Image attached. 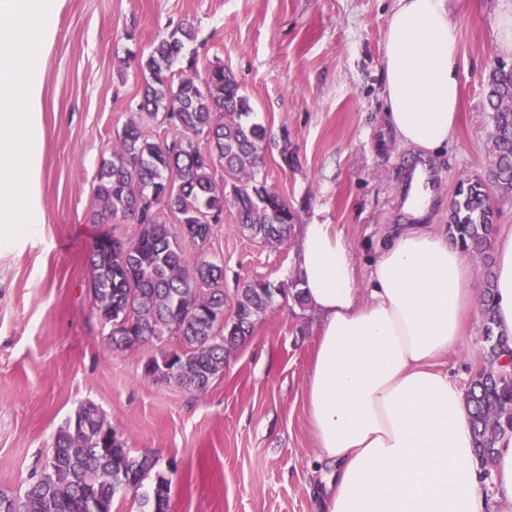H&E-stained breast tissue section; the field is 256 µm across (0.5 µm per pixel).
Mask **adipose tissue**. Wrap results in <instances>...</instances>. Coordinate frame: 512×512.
I'll list each match as a JSON object with an SVG mask.
<instances>
[{
	"instance_id": "adipose-tissue-1",
	"label": "adipose tissue",
	"mask_w": 512,
	"mask_h": 512,
	"mask_svg": "<svg viewBox=\"0 0 512 512\" xmlns=\"http://www.w3.org/2000/svg\"><path fill=\"white\" fill-rule=\"evenodd\" d=\"M460 0H394L384 54V102L395 140L423 157L459 118ZM297 275L320 317L307 399L329 472L322 512H512V435L497 445L494 498L474 464L459 382L438 361L479 309L473 269L432 224H396L360 281L332 224H307ZM499 331L512 336V234L495 255Z\"/></svg>"
}]
</instances>
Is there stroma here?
<instances>
[{
    "instance_id": "obj_1",
    "label": "stroma",
    "mask_w": 512,
    "mask_h": 512,
    "mask_svg": "<svg viewBox=\"0 0 512 512\" xmlns=\"http://www.w3.org/2000/svg\"><path fill=\"white\" fill-rule=\"evenodd\" d=\"M393 0H62L46 53L43 218L37 234L0 248V493L37 480L65 420L95 403L133 454L152 452L171 481L170 512H317L324 466L306 388L319 316L275 296L253 334L225 358L201 394L145 377L154 344L121 353L93 308L87 257L129 224L90 219L96 174L134 117L144 73L130 53L183 23L197 38V72L230 69L270 143L263 175L294 214L282 242L238 227L234 209L214 225L205 255L224 263V289L296 279L301 227L332 224L367 271L389 224L407 223L405 172L413 149L383 120L385 32ZM505 0H462V110L447 148L431 157L433 204L425 221L448 225L461 179L492 159L485 91L512 63L494 32ZM292 156L284 164L282 153ZM483 322L473 313L442 366L468 384L483 362Z\"/></svg>"
}]
</instances>
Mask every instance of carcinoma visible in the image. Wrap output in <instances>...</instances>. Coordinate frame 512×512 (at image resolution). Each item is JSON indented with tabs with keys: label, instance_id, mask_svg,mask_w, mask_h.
Wrapping results in <instances>:
<instances>
[{
	"label": "carcinoma",
	"instance_id": "1",
	"mask_svg": "<svg viewBox=\"0 0 512 512\" xmlns=\"http://www.w3.org/2000/svg\"><path fill=\"white\" fill-rule=\"evenodd\" d=\"M195 28L180 26L156 39L136 67L149 75L137 117L124 127L112 156L96 175L92 220H121L136 226L131 237H112V249L94 247L90 257L93 306L107 324L127 318L131 327L110 333L108 344L122 352L156 336L177 337L174 355L182 369L164 380L202 393L224 371L227 353L250 337L256 317L275 292L258 283L224 291V264L205 256L191 261L185 243L204 247L224 207L237 212L242 231L265 242L288 237L294 216L283 198L260 178L268 148L267 129L250 120L253 108L235 75L215 62L200 77L194 64L181 67ZM486 101L492 125L488 176L459 181L448 206V238L479 257L485 267L481 294L484 363L464 392L481 477L488 478L498 441L512 432V339L497 331L491 304L493 276L489 249L497 233L490 203L495 191L512 193V66L491 71ZM162 119L167 135L152 139L144 121ZM224 169L234 182L214 178ZM169 210L172 229L159 221ZM224 325L216 324L217 315ZM100 408L81 404L55 436L53 467L20 499L0 493V512H112L115 495L140 486L156 466L148 454L131 455ZM171 480L159 474L147 502L151 512H170Z\"/></svg>",
	"mask_w": 512,
	"mask_h": 512
}]
</instances>
